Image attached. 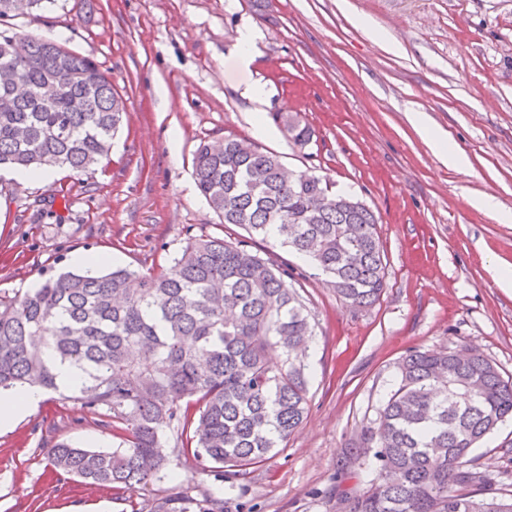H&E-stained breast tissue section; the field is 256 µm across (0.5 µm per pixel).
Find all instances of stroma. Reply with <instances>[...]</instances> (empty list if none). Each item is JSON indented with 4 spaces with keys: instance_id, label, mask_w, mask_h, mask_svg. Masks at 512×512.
Segmentation results:
<instances>
[{
    "instance_id": "stroma-1",
    "label": "stroma",
    "mask_w": 512,
    "mask_h": 512,
    "mask_svg": "<svg viewBox=\"0 0 512 512\" xmlns=\"http://www.w3.org/2000/svg\"><path fill=\"white\" fill-rule=\"evenodd\" d=\"M13 29L95 59L126 116L107 165L54 169L49 181L0 171V291L25 292L75 270L76 254H106L144 271L171 261L191 235L233 238L193 174L200 140L259 144L292 171L359 197L379 216L387 286L369 307L344 304L324 275L288 249L261 251L302 271L318 328L309 351V411L282 448L240 476L185 463L186 485L224 498V512H338L336 493L361 490V433L410 351L469 345L512 378V0H50ZM256 35L249 68L239 32ZM265 96L247 98V84ZM313 130L293 146L276 116ZM419 112L469 165H445L413 128ZM494 195L497 212L473 198ZM116 441L79 404L46 393L0 429V512H131L134 497L57 474L48 448ZM498 492L512 494V420L474 452Z\"/></svg>"
}]
</instances>
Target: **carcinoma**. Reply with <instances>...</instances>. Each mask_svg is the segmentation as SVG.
Returning a JSON list of instances; mask_svg holds the SVG:
<instances>
[{"label":"carcinoma","mask_w":512,"mask_h":512,"mask_svg":"<svg viewBox=\"0 0 512 512\" xmlns=\"http://www.w3.org/2000/svg\"><path fill=\"white\" fill-rule=\"evenodd\" d=\"M2 71L29 93L0 110V167L81 172L108 157L125 108L94 59L0 34ZM277 119L299 149L311 144L299 115ZM283 167L261 147L203 140L196 185L247 237L191 236L165 267L61 272L31 291L0 292V388L56 392L119 440L112 451L54 443L56 472L135 493L168 477L172 454L222 476L263 462L302 424L316 322L288 263L252 250L254 239L307 258L351 307L379 300L386 262L370 207L351 206L354 196L314 175L285 180ZM60 366L72 370L71 384ZM508 417L512 379L480 353L409 352L361 434L374 476L365 491L342 495L344 512H512V496L494 491L472 456ZM150 512H224V499L176 485Z\"/></svg>","instance_id":"obj_1"}]
</instances>
